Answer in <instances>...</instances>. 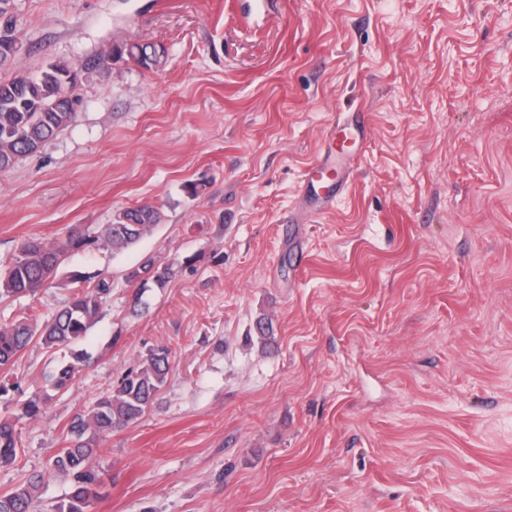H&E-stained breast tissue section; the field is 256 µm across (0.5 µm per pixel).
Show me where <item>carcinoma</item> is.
<instances>
[{
    "instance_id": "1",
    "label": "carcinoma",
    "mask_w": 512,
    "mask_h": 512,
    "mask_svg": "<svg viewBox=\"0 0 512 512\" xmlns=\"http://www.w3.org/2000/svg\"><path fill=\"white\" fill-rule=\"evenodd\" d=\"M14 0H0V68L13 67L10 78H0V172L11 168L17 157L38 152L43 144L60 131L72 126L79 113L60 98L73 92L74 67L64 61L48 65L38 74L15 67L20 50L13 21ZM128 57L146 70L159 69L166 57L160 45L141 48L132 39L112 45L105 55H98L93 66L102 69L110 62ZM162 221L159 208L140 205L115 214L112 223L97 236L76 233L55 243L35 239L24 242L0 272V300L19 295H34L48 287L55 278L65 254L97 242L119 253L135 246ZM149 275L159 288L175 276L173 265L149 261L130 274L135 279ZM72 281L83 283L52 320L40 323L23 317L10 326H0V401L8 402L18 391L10 372L32 341L53 350L78 343L96 322L102 306L112 294L106 278L76 273ZM86 357L77 354L74 361L59 364L47 380L48 390L33 393L15 412L0 416V467L12 465L20 453L17 426L40 418L51 399V392L68 389ZM170 369L169 350L151 348L136 365L130 367L112 390L101 395L91 409L77 415L67 427L63 446L52 457L50 472L70 476V495L51 506L50 512H88L101 497L102 475L95 460L99 439L138 422L156 400L167 382ZM44 475L32 474L14 489L0 494V512H41V488Z\"/></svg>"
}]
</instances>
